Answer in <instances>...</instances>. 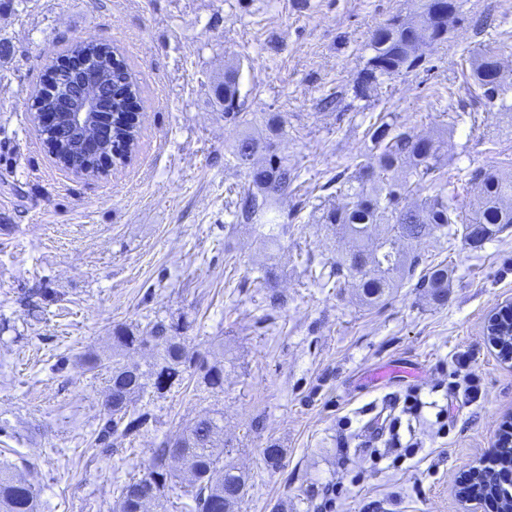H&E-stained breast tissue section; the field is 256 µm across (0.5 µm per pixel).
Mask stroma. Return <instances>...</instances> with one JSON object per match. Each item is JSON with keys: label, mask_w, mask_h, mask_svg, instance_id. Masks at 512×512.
Listing matches in <instances>:
<instances>
[{"label": "stroma", "mask_w": 512, "mask_h": 512, "mask_svg": "<svg viewBox=\"0 0 512 512\" xmlns=\"http://www.w3.org/2000/svg\"><path fill=\"white\" fill-rule=\"evenodd\" d=\"M460 3L447 42L370 99L352 87L371 35L419 0H12L0 12V39L11 45L0 58V468L34 485L37 512H113L118 487L142 476L155 444L213 410L232 445L223 460L247 479L238 512H365L371 503L376 512H470L459 479L512 414V362L486 337L491 312L512 301V228L476 250L458 224L409 244L447 263L441 302L410 281L370 305L308 273L336 257L320 188L370 149L367 131L383 114L442 139L462 209L475 202L471 169L512 163V123L480 100L465 60L497 51L512 86V0ZM88 38L117 47L141 88L135 153L95 178L58 165L29 112L47 57ZM228 64L239 68L254 132L266 113L281 115L279 152L300 173L276 250L225 206L227 188L243 181L229 153L238 130L216 94ZM334 92L345 105L319 110ZM455 108L475 121L453 123ZM38 289L46 296L33 309L25 299ZM273 291L284 298L274 310ZM157 316L185 322L200 358L223 351L224 389L196 376L166 397L145 394L137 406L149 422L98 444L112 330ZM465 350L482 381L476 402L454 387ZM90 353L103 368L82 369ZM395 361L413 374L365 386ZM415 386L426 407L400 434L421 439L422 463L372 459L359 442L369 420ZM271 444L281 450L274 467L263 458Z\"/></svg>", "instance_id": "obj_1"}]
</instances>
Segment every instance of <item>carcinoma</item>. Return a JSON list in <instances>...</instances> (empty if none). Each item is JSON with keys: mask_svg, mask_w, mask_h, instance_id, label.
<instances>
[{"mask_svg": "<svg viewBox=\"0 0 512 512\" xmlns=\"http://www.w3.org/2000/svg\"><path fill=\"white\" fill-rule=\"evenodd\" d=\"M448 0H422L420 12L407 18L393 17L372 34L362 81L353 86L354 97L367 99L379 95L385 81L412 69L420 62L417 39L434 45L448 37ZM87 55L100 59L102 75L112 82V98L99 103V111H112V149L123 159L137 146L138 125L125 122L130 100H140V86L128 64L118 58L112 45L89 46L76 42L62 54L74 65ZM474 84L487 101L497 99L500 109L511 111L502 80L498 55L489 50L472 61ZM224 103V120L235 126L250 123L245 101L240 98L239 72H224L219 91ZM36 111L54 109L72 112L81 107L78 100L66 105L54 103L44 88L33 94ZM268 136L249 131L239 133L231 155L234 167L244 175L245 183L227 188L233 216L238 224H256L272 246L288 235V223L280 221V204L288 189L299 179L297 168L277 153L276 140L283 134L282 117L266 114ZM45 141L54 143L47 152L59 163L75 151L73 135L66 130H43ZM367 135L370 153L354 164L351 174L341 171L324 188H335L343 204L323 211L328 228L346 239L339 259L331 264L329 277L340 288L353 280L360 296L369 304L381 302L397 287V278L413 277L422 259L407 257L400 245L405 240L421 241L450 224L463 226L465 243L477 246L485 237L512 227V174L492 166H479L470 172L468 184L477 190L470 211L458 207L456 189L443 180L445 164L440 146L430 136L405 129L387 121L371 125ZM417 285L429 288L442 300L448 295V265L440 262L423 269ZM186 324L155 317L143 328L117 325L112 329V365L109 366L108 395L104 403L106 423L96 441L103 444L118 433L126 437L139 430L150 414L135 406L137 398L149 391L164 396L184 383L186 376L201 372L204 385L224 390V357L209 363L191 352L180 331ZM151 351L145 367L133 368L119 357L139 350ZM224 415L215 412L194 421L183 431L181 441L161 440L154 448L142 477L120 488L116 512H140L141 500L158 497L177 489L179 475L171 469L178 460L184 467L187 486L196 512H236L246 491L245 476L233 467L221 465L216 452L223 442ZM512 472V455L481 473V486L498 501L499 512H512V489L506 485ZM37 491L33 484L8 468L0 469V512H35Z\"/></svg>", "mask_w": 512, "mask_h": 512, "instance_id": "1", "label": "carcinoma"}]
</instances>
